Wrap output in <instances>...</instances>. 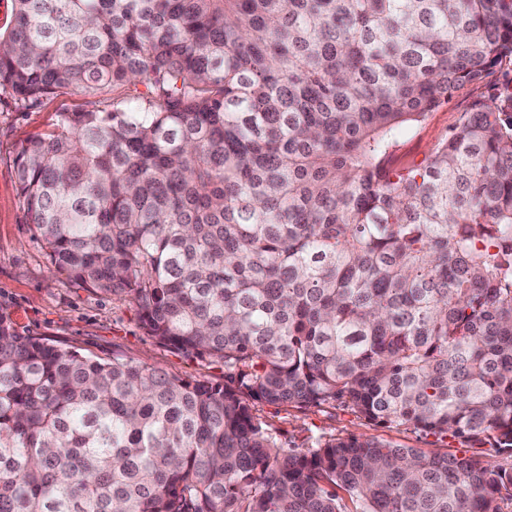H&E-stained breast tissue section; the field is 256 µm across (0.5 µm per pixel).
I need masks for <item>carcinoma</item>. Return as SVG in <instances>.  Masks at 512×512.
<instances>
[{"mask_svg":"<svg viewBox=\"0 0 512 512\" xmlns=\"http://www.w3.org/2000/svg\"><path fill=\"white\" fill-rule=\"evenodd\" d=\"M512 72V0H13L0 105L51 265L224 365L93 359L0 313V512H503L512 467V79L426 164L394 150ZM472 443L288 448L255 405Z\"/></svg>","mask_w":512,"mask_h":512,"instance_id":"carcinoma-1","label":"carcinoma"}]
</instances>
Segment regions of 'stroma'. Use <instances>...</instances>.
<instances>
[{"label":"stroma","instance_id":"1","mask_svg":"<svg viewBox=\"0 0 512 512\" xmlns=\"http://www.w3.org/2000/svg\"><path fill=\"white\" fill-rule=\"evenodd\" d=\"M500 76L455 92L434 110L396 151L398 165L430 157L436 144L457 127L462 112L487 99ZM89 95L78 90L45 98L31 109L0 106V311L8 312L18 330L47 339L83 355L109 360L130 358L183 378L220 379L222 364L188 357L147 336L140 326L137 307L128 298L94 292L69 282L51 266L35 239L17 191L14 146L48 130L56 112L88 108ZM257 415L282 441L306 447L321 436H377L406 448L426 452L465 453L468 442L451 436L425 435L409 426L380 428L343 409L306 411L260 404Z\"/></svg>","mask_w":512,"mask_h":512}]
</instances>
